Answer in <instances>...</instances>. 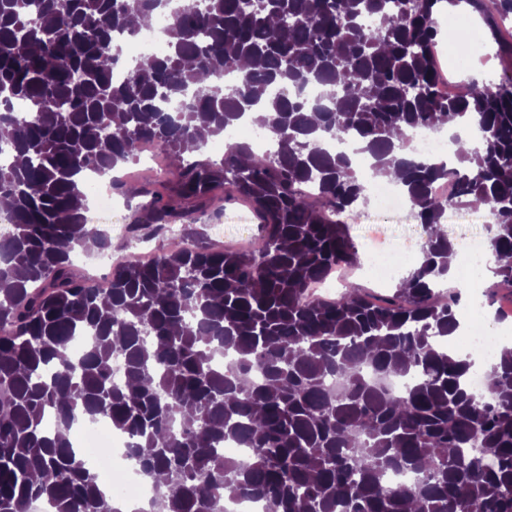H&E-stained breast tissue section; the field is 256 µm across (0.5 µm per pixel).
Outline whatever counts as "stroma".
<instances>
[{"instance_id":"obj_1","label":"stroma","mask_w":512,"mask_h":512,"mask_svg":"<svg viewBox=\"0 0 512 512\" xmlns=\"http://www.w3.org/2000/svg\"><path fill=\"white\" fill-rule=\"evenodd\" d=\"M115 175L133 186L134 194L114 193L111 211L99 213L90 210L86 213L89 223L100 225L109 232L113 259L147 258L157 253L171 252L187 239L221 248L238 246L259 236V226L250 209L225 200L220 192L216 193L207 210L168 224L154 234L130 232V225H141L148 221L149 189L158 182L170 180L172 173L157 158L146 157L139 165H125L116 169ZM344 220L362 251L371 246L382 248L398 242L417 252L426 239L422 225L409 210L381 213L371 202L346 214Z\"/></svg>"}]
</instances>
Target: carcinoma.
I'll return each mask as SVG.
<instances>
[{
    "label": "carcinoma",
    "mask_w": 512,
    "mask_h": 512,
    "mask_svg": "<svg viewBox=\"0 0 512 512\" xmlns=\"http://www.w3.org/2000/svg\"><path fill=\"white\" fill-rule=\"evenodd\" d=\"M172 0H0V512H119L69 432L105 420L154 481L151 512H512V348L479 401L474 362L446 350L462 290L442 289L448 210L484 204L490 244L512 256V74L448 95L435 67L443 4L466 5L512 59V0H186L162 57L124 65L117 44ZM377 19L375 26L366 24ZM258 105L273 146L212 136ZM479 131L451 163L406 152L415 129ZM326 137L358 140L373 174L400 172L427 233L392 294L311 288L360 264L339 216L369 202ZM150 143L176 170L152 193L160 230L222 186L254 210L245 249L181 247L116 263L109 287L71 253L111 237L87 223L79 179L134 161ZM451 181L444 203L432 186ZM311 183L315 197L301 186ZM512 287V261L493 269ZM123 363L121 382L112 364ZM407 378L399 392L371 376ZM246 449L239 460L224 444ZM407 472L412 487H393Z\"/></svg>",
    "instance_id": "carcinoma-1"
}]
</instances>
